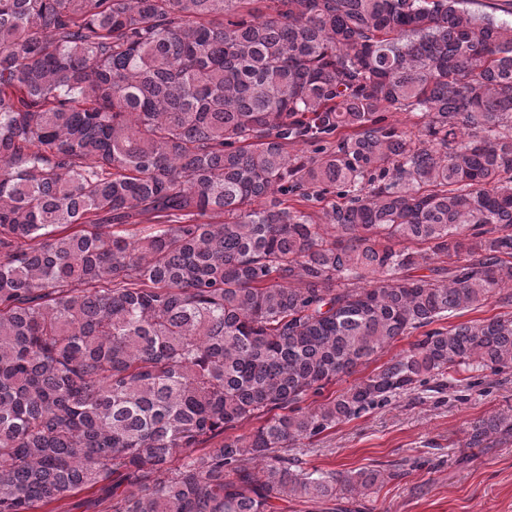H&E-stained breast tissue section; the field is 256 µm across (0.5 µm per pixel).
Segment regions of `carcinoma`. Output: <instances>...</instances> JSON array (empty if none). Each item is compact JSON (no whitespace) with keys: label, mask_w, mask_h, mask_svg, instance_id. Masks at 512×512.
Segmentation results:
<instances>
[{"label":"carcinoma","mask_w":512,"mask_h":512,"mask_svg":"<svg viewBox=\"0 0 512 512\" xmlns=\"http://www.w3.org/2000/svg\"><path fill=\"white\" fill-rule=\"evenodd\" d=\"M464 3L0 0V512L366 496L399 467L280 450L512 368V316L432 327L512 303V27ZM503 315V314H511L512 316V305L507 307H502L498 302V295L493 296L488 300V302L483 305V307L477 310H463L458 312L456 316L450 317L446 320L437 322L432 325L434 328L439 327H447L458 325L460 323H464L470 320L483 319V318H491L495 315ZM426 330L427 328H422L419 331L413 333L411 336L399 340L388 351L377 357L375 361L359 366L354 374H352L349 377H344L343 380L337 382L336 385L329 386L324 391V397L335 396V393L336 395L339 394L343 389L354 384L358 379L368 375L374 368L381 366L389 359H391L394 355L400 353L405 349H408L410 343L416 341L421 336L420 334H422ZM101 497H104V494H102L101 491L95 490L80 493L61 502V504H65L63 505V510H71L70 512H112V510H108V507L112 504V500L108 499L103 502L94 503V501Z\"/></svg>","instance_id":"cac0c4a2"}]
</instances>
